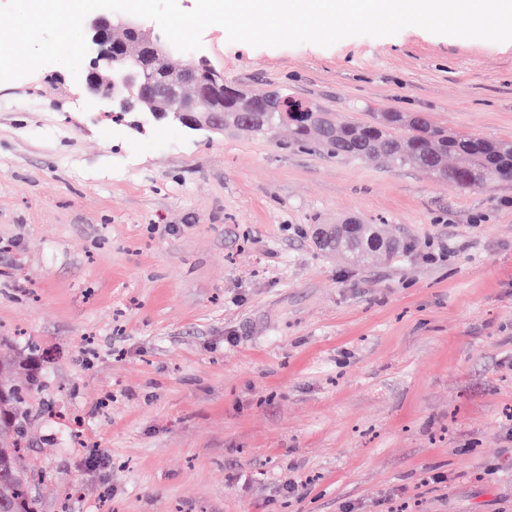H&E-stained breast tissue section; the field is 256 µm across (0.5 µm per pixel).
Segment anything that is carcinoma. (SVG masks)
<instances>
[{
	"label": "carcinoma",
	"instance_id": "cac0c4a2",
	"mask_svg": "<svg viewBox=\"0 0 512 512\" xmlns=\"http://www.w3.org/2000/svg\"><path fill=\"white\" fill-rule=\"evenodd\" d=\"M249 92L224 85L225 116L233 115L239 101ZM273 121L288 128V141L299 147L314 146L332 157L358 160L377 158L394 168L420 169L427 172L433 165L448 166L446 177L458 185L471 188L512 179V149L509 144L475 135L451 136L435 128L428 120L410 121V115L398 113L391 119L357 123L370 148L351 155L341 149L339 141L324 134V128L342 127L328 112H276ZM455 164L448 165V158ZM28 365L0 353V512H37L39 504L30 492V476L21 452V438L26 423L25 400L12 376Z\"/></svg>",
	"mask_w": 512,
	"mask_h": 512
}]
</instances>
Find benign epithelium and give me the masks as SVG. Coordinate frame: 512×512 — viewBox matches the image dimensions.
Here are the masks:
<instances>
[{
    "instance_id": "benign-epithelium-1",
    "label": "benign epithelium",
    "mask_w": 512,
    "mask_h": 512,
    "mask_svg": "<svg viewBox=\"0 0 512 512\" xmlns=\"http://www.w3.org/2000/svg\"><path fill=\"white\" fill-rule=\"evenodd\" d=\"M96 57L91 67L81 72V81L89 97L109 107L111 111L123 109L135 101L145 121L168 117L161 103L181 101V122L195 130H222L224 119V78L209 75L200 77L207 65L204 57L189 61L184 69L157 86L147 80V72L162 58L177 50L154 34L137 17L98 10L86 20ZM286 99L277 92L250 97L237 112L234 124L248 129H264L271 133L275 126L263 119L268 112H289Z\"/></svg>"
}]
</instances>
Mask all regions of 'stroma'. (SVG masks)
I'll return each mask as SVG.
<instances>
[{
  "label": "stroma",
  "instance_id": "obj_1",
  "mask_svg": "<svg viewBox=\"0 0 512 512\" xmlns=\"http://www.w3.org/2000/svg\"><path fill=\"white\" fill-rule=\"evenodd\" d=\"M202 42L226 83L341 121L512 143V41ZM139 120L58 64L0 83V336L36 363L40 512H512V180ZM351 219L400 252L321 250Z\"/></svg>",
  "mask_w": 512,
  "mask_h": 512
}]
</instances>
